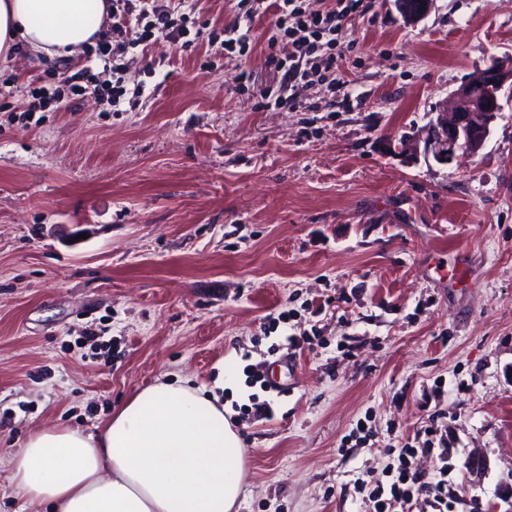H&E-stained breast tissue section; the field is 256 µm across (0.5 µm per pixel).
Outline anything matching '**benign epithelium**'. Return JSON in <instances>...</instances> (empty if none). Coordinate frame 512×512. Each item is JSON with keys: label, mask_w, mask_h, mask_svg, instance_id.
<instances>
[{"label": "benign epithelium", "mask_w": 512, "mask_h": 512, "mask_svg": "<svg viewBox=\"0 0 512 512\" xmlns=\"http://www.w3.org/2000/svg\"><path fill=\"white\" fill-rule=\"evenodd\" d=\"M394 4L409 23L422 20L431 8V0H421L422 11L405 0H394ZM506 89L512 91V63L494 57L476 77L454 90L450 107L440 109L420 135L404 139L398 154L414 159L422 153L442 165L477 155L490 135Z\"/></svg>", "instance_id": "benign-epithelium-1"}]
</instances>
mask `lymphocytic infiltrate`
Returning <instances> with one entry per match:
<instances>
[{"instance_id": "obj_1", "label": "lymphocytic infiltrate", "mask_w": 512, "mask_h": 512, "mask_svg": "<svg viewBox=\"0 0 512 512\" xmlns=\"http://www.w3.org/2000/svg\"><path fill=\"white\" fill-rule=\"evenodd\" d=\"M331 2L330 8L319 11L309 9L308 0H239L241 16L222 32H210L208 44L218 54L244 53L249 47L248 32L254 20L271 15L272 34L268 43L272 47L279 42L286 43L288 50L282 54L272 51L266 57V64L282 72L286 83L255 90L249 84L248 75L243 73L239 76V92L251 95L260 109L283 106L302 109L306 103L294 96V89L324 84L342 102H350L351 90L336 77L344 56L343 27L346 21L365 17L374 3L373 0ZM198 3L199 0H178L176 7L171 8L160 0H112L110 27L115 32L135 27L140 42L145 44L162 40L185 47L189 44L190 16L196 12ZM127 52L125 44L103 38L88 51L89 64L83 72V83L60 87L32 81L22 86L21 93L27 99L25 110L18 116L22 127L34 126L36 113L53 111L65 97L88 91L100 94L112 111H122ZM102 69L111 72V80H99L98 72ZM425 433V440L402 444L387 482L361 480V490L375 512H405L408 505L418 501L430 512H455L460 498L455 490L451 442L441 435L438 422H431ZM421 458L431 460V472L418 469L417 461Z\"/></svg>"}]
</instances>
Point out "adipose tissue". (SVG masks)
<instances>
[{
    "mask_svg": "<svg viewBox=\"0 0 512 512\" xmlns=\"http://www.w3.org/2000/svg\"><path fill=\"white\" fill-rule=\"evenodd\" d=\"M108 0H0V59L73 57L100 37ZM243 442L215 392L161 383L97 434L34 429L11 458L20 512H237Z\"/></svg>",
    "mask_w": 512,
    "mask_h": 512,
    "instance_id": "1",
    "label": "adipose tissue"
}]
</instances>
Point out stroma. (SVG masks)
Wrapping results in <instances>:
<instances>
[{
  "instance_id": "1",
  "label": "stroma",
  "mask_w": 512,
  "mask_h": 512,
  "mask_svg": "<svg viewBox=\"0 0 512 512\" xmlns=\"http://www.w3.org/2000/svg\"><path fill=\"white\" fill-rule=\"evenodd\" d=\"M268 29L230 58L203 37L131 50L132 108L88 93L29 130L2 80L75 83L87 59L0 64V512L32 428L95 432L156 382L214 389L227 362L272 409L224 399L238 512H364L358 471L384 479L441 379L458 512H512V96L476 156L393 150L512 56V0H433L414 26L376 0L345 28L351 105L318 87L313 112L238 91L243 69L281 79Z\"/></svg>"
}]
</instances>
